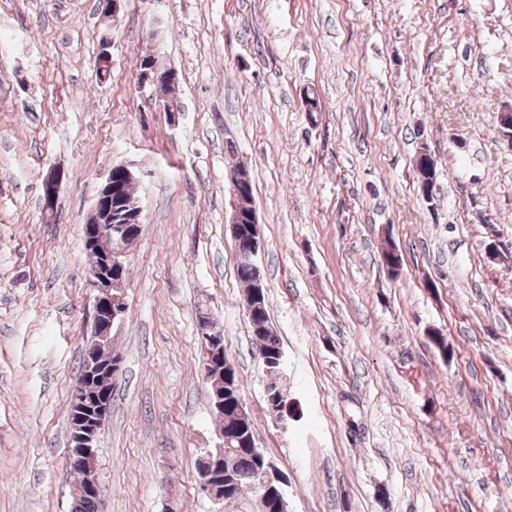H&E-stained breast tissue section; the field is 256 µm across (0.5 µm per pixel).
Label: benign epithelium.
<instances>
[{"instance_id": "1", "label": "benign epithelium", "mask_w": 512, "mask_h": 512, "mask_svg": "<svg viewBox=\"0 0 512 512\" xmlns=\"http://www.w3.org/2000/svg\"><path fill=\"white\" fill-rule=\"evenodd\" d=\"M177 79V72L161 61L160 53L152 49L148 52V68L141 73L140 90H151L160 82ZM498 133L512 142V107H504L497 113ZM119 181L112 182L107 175L94 205L83 224L84 249L90 258L87 285L90 290L91 330L90 338L85 342L83 384L75 389L71 396L70 437L65 457L66 469L80 472L83 492L98 500L104 496V486L98 468V441L111 414V400L104 394H96L91 382L100 377L102 371L116 375L120 360L115 358L100 363V349L112 339V332L120 329L128 309L126 300L128 278L124 275L127 268L128 226H143L140 206L128 210L112 211V193L121 192L125 183L134 181L130 169L117 165ZM63 172L52 168L43 185L46 208L54 206L57 190ZM250 187L246 168H240L229 176V193L232 204L230 222L231 234L235 243L237 263L259 271L257 257L261 249V233L256 212L243 211V203ZM111 224L113 230L103 232L100 225ZM197 334L204 348V367H218L224 363V338L211 327L210 314L199 311ZM260 371L269 376L273 368L284 376V349L274 355L263 351L259 354ZM221 443L208 449L200 456L197 467L200 489L213 501H224V431H219ZM255 492L261 498L276 496L280 512H288L286 487L287 477L272 462H266L265 468L254 475Z\"/></svg>"}]
</instances>
